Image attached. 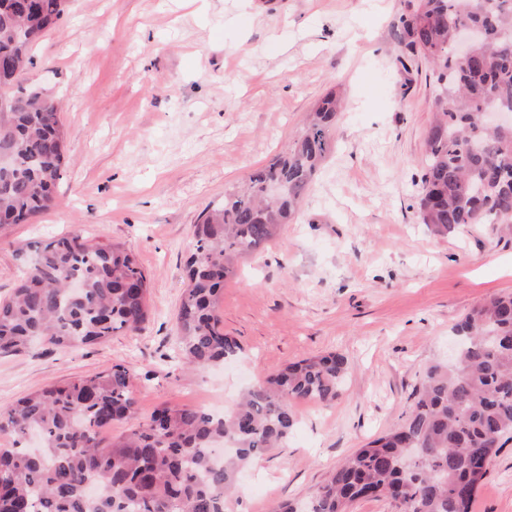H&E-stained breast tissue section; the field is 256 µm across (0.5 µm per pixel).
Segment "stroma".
<instances>
[{"label":"stroma","mask_w":512,"mask_h":512,"mask_svg":"<svg viewBox=\"0 0 512 512\" xmlns=\"http://www.w3.org/2000/svg\"><path fill=\"white\" fill-rule=\"evenodd\" d=\"M413 2L68 0L22 80L62 104L70 137L57 204L0 231V298L22 273L20 247L77 232L135 254L149 319L75 351L41 343L0 355V408L115 364L131 375L140 418L229 407L286 364L343 355L339 398L295 405L287 444L240 473L228 512L307 501L346 455L398 426L461 316L512 292V235L474 225L437 237L420 222L438 89L427 63H395ZM332 87L344 108L300 215L224 283L222 326L241 356L186 369L174 343L194 224L268 165ZM471 512H512V441Z\"/></svg>","instance_id":"35a3bbf8"}]
</instances>
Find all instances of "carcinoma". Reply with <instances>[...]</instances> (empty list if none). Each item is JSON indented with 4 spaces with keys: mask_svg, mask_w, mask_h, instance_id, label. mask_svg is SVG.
Returning <instances> with one entry per match:
<instances>
[{
    "mask_svg": "<svg viewBox=\"0 0 512 512\" xmlns=\"http://www.w3.org/2000/svg\"><path fill=\"white\" fill-rule=\"evenodd\" d=\"M35 16L0 11V230L56 205L68 132L60 102L19 79L32 49L64 13L66 0H39ZM397 61H426L441 83L426 135L418 202L421 223L439 235L490 224L512 227V127L490 129L489 109L512 112V0H418L400 17ZM486 30L471 64L455 62V33ZM339 112L336 90L249 184L224 192L194 225L188 286L177 348L189 367L236 358L240 344L219 316L224 281L235 265L279 237L330 149ZM273 184L280 192H270ZM9 299L0 302V352L19 354L41 341L61 350L139 332L149 317L147 278L133 254L79 233L30 246ZM80 287L69 288V281ZM453 363L434 362L404 421L367 442L334 469L309 502L272 512H347L349 503L384 498L398 512H471L487 465L512 440V294L472 308L456 326ZM344 356H310L249 387L222 416L194 407L163 408L139 420L129 371L120 364L51 385L0 412V512H224L239 471L288 441L299 401L322 405L341 394ZM132 422L118 441L101 433Z\"/></svg>",
    "mask_w": 512,
    "mask_h": 512,
    "instance_id": "carcinoma-1",
    "label": "carcinoma"
}]
</instances>
